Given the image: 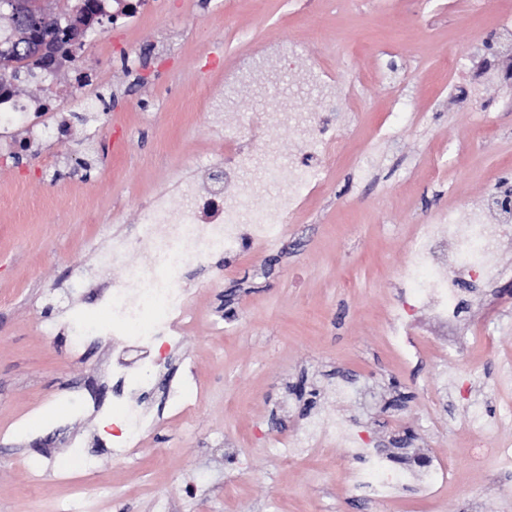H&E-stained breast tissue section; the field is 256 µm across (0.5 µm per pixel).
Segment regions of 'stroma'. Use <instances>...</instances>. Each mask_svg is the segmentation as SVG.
<instances>
[{
  "label": "stroma",
  "mask_w": 512,
  "mask_h": 512,
  "mask_svg": "<svg viewBox=\"0 0 512 512\" xmlns=\"http://www.w3.org/2000/svg\"><path fill=\"white\" fill-rule=\"evenodd\" d=\"M512 0H158L136 25L105 23L54 80L77 98L32 112L21 159L0 155V512L69 499L61 466L100 420L73 394L112 400V344L70 324L111 323L98 305L124 269L101 272L113 237L136 238L156 192L209 183L224 136L197 87L294 41L297 67L336 78L341 153L279 225L274 249L216 251L185 266L194 322L136 404L147 419L135 466L97 451L105 512H358L360 449L294 448L343 423L402 475L370 512H512V467L485 457L512 440V279L462 284L457 318L415 316L408 351L387 317L418 225L512 189V87L480 72L506 36ZM201 399L182 418L166 395L181 363ZM436 456V473L416 461ZM51 473L30 485L22 463Z\"/></svg>",
  "instance_id": "stroma-1"
}]
</instances>
